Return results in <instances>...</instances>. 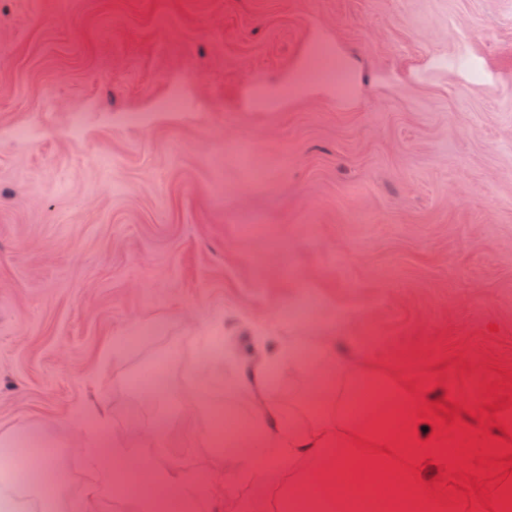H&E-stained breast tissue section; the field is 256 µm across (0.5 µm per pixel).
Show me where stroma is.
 I'll return each instance as SVG.
<instances>
[{
  "mask_svg": "<svg viewBox=\"0 0 512 512\" xmlns=\"http://www.w3.org/2000/svg\"><path fill=\"white\" fill-rule=\"evenodd\" d=\"M298 337L296 427L379 367L512 452V0H0V444L60 480L8 470L22 512H139L158 465L273 512L309 462L243 469L210 414L258 421L240 370ZM98 433L143 468L96 497Z\"/></svg>",
  "mask_w": 512,
  "mask_h": 512,
  "instance_id": "obj_1",
  "label": "stroma"
}]
</instances>
